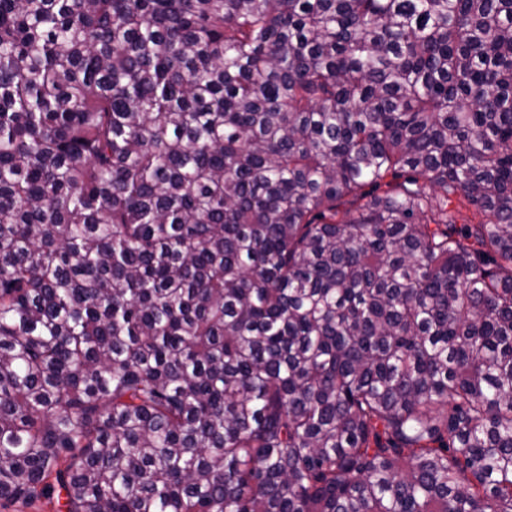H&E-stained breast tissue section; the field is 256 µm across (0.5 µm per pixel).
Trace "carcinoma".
<instances>
[{"label":"carcinoma","mask_w":512,"mask_h":512,"mask_svg":"<svg viewBox=\"0 0 512 512\" xmlns=\"http://www.w3.org/2000/svg\"><path fill=\"white\" fill-rule=\"evenodd\" d=\"M56 493L512 512V0H0V500Z\"/></svg>","instance_id":"cac0c4a2"}]
</instances>
